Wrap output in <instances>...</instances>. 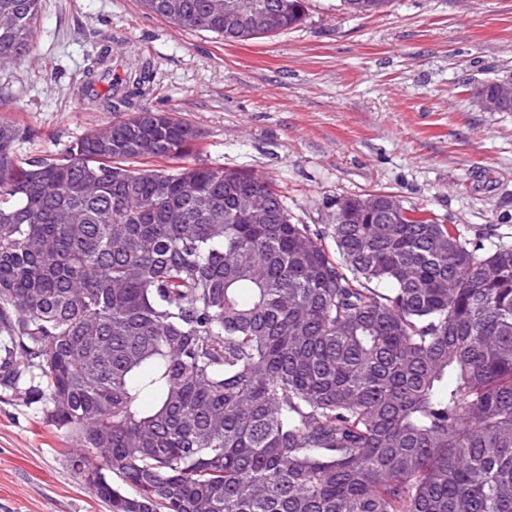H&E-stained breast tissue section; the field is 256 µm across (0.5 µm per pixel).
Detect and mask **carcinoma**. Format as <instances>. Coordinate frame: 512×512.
Instances as JSON below:
<instances>
[{"instance_id": "1", "label": "carcinoma", "mask_w": 512, "mask_h": 512, "mask_svg": "<svg viewBox=\"0 0 512 512\" xmlns=\"http://www.w3.org/2000/svg\"><path fill=\"white\" fill-rule=\"evenodd\" d=\"M229 43L208 0H139ZM268 37L299 25L280 0ZM41 0H0V64ZM88 69L108 111L150 65ZM0 124V386L79 441L108 512H512V245L397 203L395 224L292 221L269 180L197 161L199 131L143 109L62 158ZM271 198V224L237 212ZM96 448L112 456L95 455ZM119 482H114L113 478Z\"/></svg>"}]
</instances>
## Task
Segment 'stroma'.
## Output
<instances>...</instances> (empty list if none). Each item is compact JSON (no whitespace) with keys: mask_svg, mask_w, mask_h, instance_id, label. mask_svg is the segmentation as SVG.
Here are the masks:
<instances>
[{"mask_svg":"<svg viewBox=\"0 0 512 512\" xmlns=\"http://www.w3.org/2000/svg\"><path fill=\"white\" fill-rule=\"evenodd\" d=\"M152 79L137 108L201 133V162L269 178L295 222L331 235L338 200L389 192L491 250L512 243V112L474 88L512 77V0H390L370 16L307 0L302 24L227 44L138 0H42L30 58L0 65V121L18 158L63 156L115 120L85 96L106 38ZM79 442L0 387V512H106L69 465Z\"/></svg>","mask_w":512,"mask_h":512,"instance_id":"obj_1","label":"stroma"}]
</instances>
